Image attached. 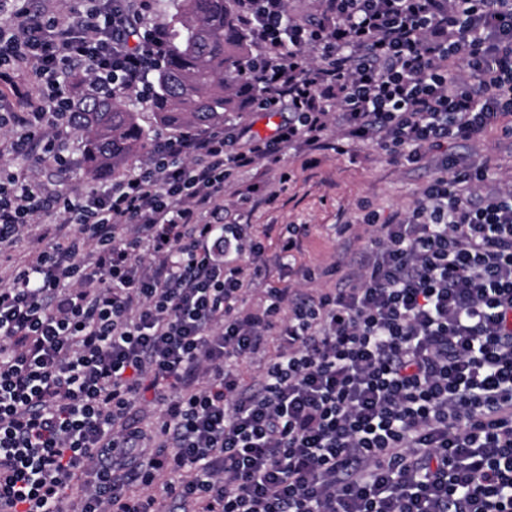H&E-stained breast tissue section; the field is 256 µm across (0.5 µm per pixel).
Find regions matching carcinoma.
I'll list each match as a JSON object with an SVG mask.
<instances>
[{
	"label": "carcinoma",
	"mask_w": 512,
	"mask_h": 512,
	"mask_svg": "<svg viewBox=\"0 0 512 512\" xmlns=\"http://www.w3.org/2000/svg\"><path fill=\"white\" fill-rule=\"evenodd\" d=\"M169 49L148 101L156 122L174 131L224 122L257 94L246 77L249 37L236 0H167ZM76 127L91 178L123 174L149 146L136 113L121 97L94 96L78 106Z\"/></svg>",
	"instance_id": "obj_1"
}]
</instances>
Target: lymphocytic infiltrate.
<instances>
[{
    "label": "lymphocytic infiltrate",
    "mask_w": 512,
    "mask_h": 512,
    "mask_svg": "<svg viewBox=\"0 0 512 512\" xmlns=\"http://www.w3.org/2000/svg\"><path fill=\"white\" fill-rule=\"evenodd\" d=\"M324 3L237 2L273 137L189 128L76 199L0 181V254L66 217L0 285V512H512V185L448 153L512 137V0ZM149 8L0 0L10 154L66 165L68 77L149 98ZM350 140L439 163L406 209L359 206L353 271H300L335 287L248 308L265 248L225 223V176Z\"/></svg>",
    "instance_id": "obj_1"
}]
</instances>
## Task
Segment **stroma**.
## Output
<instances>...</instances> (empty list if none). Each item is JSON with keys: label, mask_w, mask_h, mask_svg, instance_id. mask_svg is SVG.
I'll return each instance as SVG.
<instances>
[{"label": "stroma", "mask_w": 512, "mask_h": 512, "mask_svg": "<svg viewBox=\"0 0 512 512\" xmlns=\"http://www.w3.org/2000/svg\"><path fill=\"white\" fill-rule=\"evenodd\" d=\"M356 156L322 152L316 165H309V151L303 146L286 148L280 168L268 171L257 168L247 173H232L224 180V221L249 225L253 234L261 236L265 257L270 265L266 282L279 287H301L302 282L287 266L274 264L278 242L291 224H307L311 233L304 238L296 263L300 266H323L342 253L346 239L337 232L339 225L351 222L359 202H369L381 215L401 210L412 204L430 178L421 164L400 166L372 145H357ZM70 167L58 170L54 164H36L31 160L0 154V174L27 172L49 187L67 194H82L110 187V179H92L83 167L79 137H72L67 151ZM292 179L280 183L281 173ZM265 181L269 187H280L278 200L271 206L257 208L240 203L236 192L250 183Z\"/></svg>", "instance_id": "stroma-1"}]
</instances>
